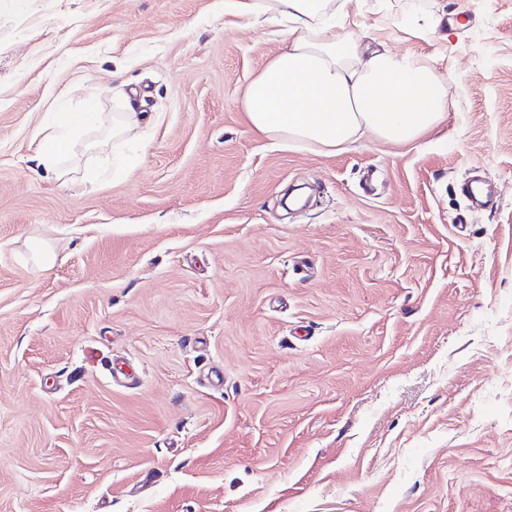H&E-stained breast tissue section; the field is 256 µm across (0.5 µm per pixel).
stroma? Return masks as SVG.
<instances>
[{"label":"stroma","instance_id":"obj_1","mask_svg":"<svg viewBox=\"0 0 512 512\" xmlns=\"http://www.w3.org/2000/svg\"><path fill=\"white\" fill-rule=\"evenodd\" d=\"M347 10L455 72L440 131H253L273 12L0 0V512H512V0ZM133 89L150 124L91 149ZM59 99L96 108L64 175ZM57 112L59 118L52 124L50 132L41 138L36 159L48 169L63 171L64 161L72 146V119L64 107Z\"/></svg>","mask_w":512,"mask_h":512}]
</instances>
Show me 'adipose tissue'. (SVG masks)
Wrapping results in <instances>:
<instances>
[{
	"instance_id": "obj_1",
	"label": "adipose tissue",
	"mask_w": 512,
	"mask_h": 512,
	"mask_svg": "<svg viewBox=\"0 0 512 512\" xmlns=\"http://www.w3.org/2000/svg\"><path fill=\"white\" fill-rule=\"evenodd\" d=\"M287 18V44L247 85L242 109L255 131L327 148L364 133L390 142L415 140L443 123L447 77L387 49L376 38L346 40L344 0H275ZM72 146V119L60 113L36 152L62 169Z\"/></svg>"
}]
</instances>
